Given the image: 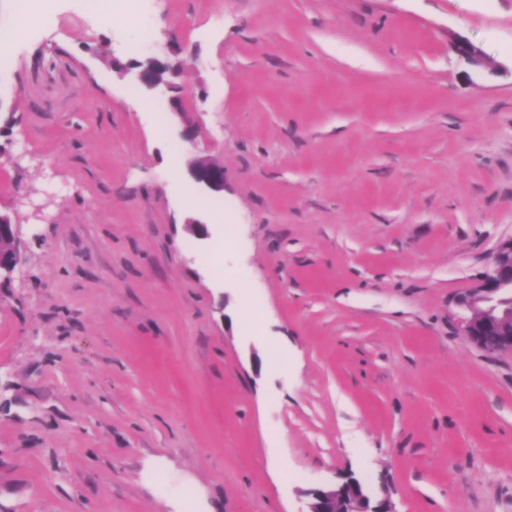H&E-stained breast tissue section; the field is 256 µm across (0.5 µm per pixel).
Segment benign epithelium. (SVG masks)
Instances as JSON below:
<instances>
[{"label": "benign epithelium", "mask_w": 512, "mask_h": 512, "mask_svg": "<svg viewBox=\"0 0 512 512\" xmlns=\"http://www.w3.org/2000/svg\"><path fill=\"white\" fill-rule=\"evenodd\" d=\"M457 54L475 68L487 66L483 51L466 39L455 42ZM193 180L204 190L219 193L224 190V170L196 168L190 170ZM20 264L19 252L12 248L0 251V273L11 274ZM456 305L469 312L463 319V336L487 353H512V236L500 240L494 247L487 270L479 285L460 295ZM309 512H392L384 498L370 507V499L354 477L329 489L317 488Z\"/></svg>", "instance_id": "7a95c632"}]
</instances>
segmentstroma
Instances as JSON below:
<instances>
[{"instance_id": "35a3bbf8", "label": "stroma", "mask_w": 512, "mask_h": 512, "mask_svg": "<svg viewBox=\"0 0 512 512\" xmlns=\"http://www.w3.org/2000/svg\"><path fill=\"white\" fill-rule=\"evenodd\" d=\"M45 8L0 67V512H307L350 476L512 512V353L455 304L512 236V0ZM103 49L181 60L185 114ZM455 50L461 58L475 68H483L488 64L483 51L466 39L457 38L455 42ZM190 175L206 191L219 193L224 190V168L221 170L210 168L190 169ZM15 229L16 224H13L11 216L0 212V277H2V272L8 275L14 272L21 261L19 252L14 246ZM3 239H8L13 243L12 248L6 253L1 251Z\"/></svg>"}]
</instances>
